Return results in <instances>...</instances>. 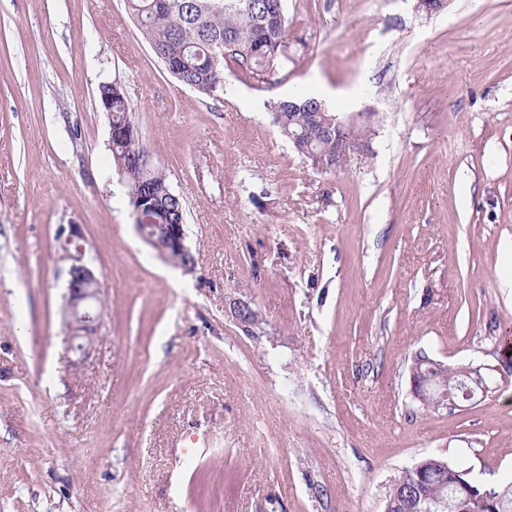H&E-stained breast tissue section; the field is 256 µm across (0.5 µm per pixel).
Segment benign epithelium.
<instances>
[{"label": "benign epithelium", "mask_w": 512, "mask_h": 512, "mask_svg": "<svg viewBox=\"0 0 512 512\" xmlns=\"http://www.w3.org/2000/svg\"><path fill=\"white\" fill-rule=\"evenodd\" d=\"M326 130L336 133V140L343 139V133L352 125V121L340 116H322ZM133 213L142 217L156 208L154 198L148 188L135 190L130 193ZM151 234L140 232L141 237L163 259L171 257L173 252L189 251L186 244V231L184 224H156ZM58 239L70 261L68 269V298L66 306L67 324L72 339L77 341L74 350L85 352L97 335L102 321V273L98 271L93 260L86 256L81 225L67 224L59 229ZM459 372L465 377L466 383L459 387H450L448 383L437 385L433 383L429 371L415 368L411 370L412 388L415 397L422 404L430 402L461 406L463 403H475L479 396L486 397L488 386L483 384L484 379L481 367L461 365ZM461 478L451 483L448 492V509L452 512H470L468 503L480 498L484 501L488 497L478 494L475 485L466 479L468 471H459Z\"/></svg>", "instance_id": "benign-epithelium-1"}]
</instances>
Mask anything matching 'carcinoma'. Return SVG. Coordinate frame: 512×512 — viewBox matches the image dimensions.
<instances>
[{
    "label": "carcinoma",
    "instance_id": "obj_1",
    "mask_svg": "<svg viewBox=\"0 0 512 512\" xmlns=\"http://www.w3.org/2000/svg\"><path fill=\"white\" fill-rule=\"evenodd\" d=\"M151 49L169 50L165 68L180 83L213 97L224 90V69H235L261 84L271 83L276 72L288 68V20L284 0H126ZM100 104L112 109V123L126 128L128 135L112 150V159L128 188L140 182L151 189L157 207L179 221L185 216L181 198L173 197L166 173L148 160L139 164L142 142L133 120L135 107L117 81L98 86ZM327 111L318 97L280 98L270 102L273 121L282 135L300 134L294 148L315 150L323 157V169L335 170L351 153L336 136L323 133L320 113ZM422 481L416 467L403 472L390 486L385 504L390 512H413L421 504L442 512L448 485L457 468L440 466V458L421 459Z\"/></svg>",
    "mask_w": 512,
    "mask_h": 512
}]
</instances>
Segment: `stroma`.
I'll return each mask as SVG.
<instances>
[{
  "label": "stroma",
  "instance_id": "obj_1",
  "mask_svg": "<svg viewBox=\"0 0 512 512\" xmlns=\"http://www.w3.org/2000/svg\"><path fill=\"white\" fill-rule=\"evenodd\" d=\"M288 75L201 95L125 0H0V512H383L434 456L512 482V0H286ZM186 210V271L135 229L98 86ZM370 149L327 171L273 125L298 90ZM103 274L86 357L59 226ZM247 301L261 318L230 314ZM426 355L495 393L425 409ZM180 478H173V471Z\"/></svg>",
  "mask_w": 512,
  "mask_h": 512
}]
</instances>
